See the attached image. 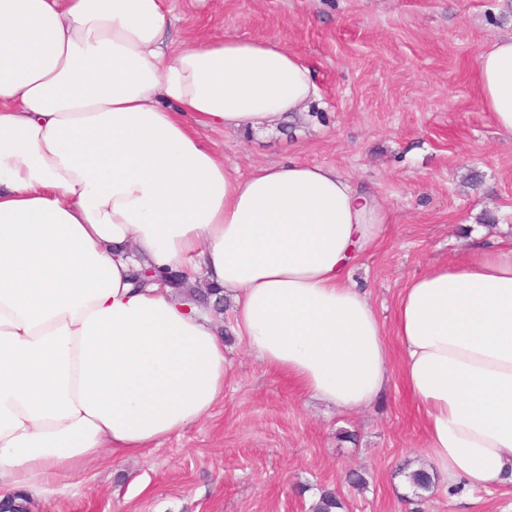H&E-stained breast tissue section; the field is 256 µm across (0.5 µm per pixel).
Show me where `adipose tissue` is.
Listing matches in <instances>:
<instances>
[{
    "label": "adipose tissue",
    "mask_w": 512,
    "mask_h": 512,
    "mask_svg": "<svg viewBox=\"0 0 512 512\" xmlns=\"http://www.w3.org/2000/svg\"><path fill=\"white\" fill-rule=\"evenodd\" d=\"M168 0H0V492L38 495L208 415L221 318L141 268L203 277L252 355L343 412L399 377L444 491L512 483V243L402 288L391 353L351 277L388 222L339 169L249 176L203 128L270 129L318 96L279 39H171ZM512 135V36L478 57Z\"/></svg>",
    "instance_id": "ef3b65f1"
}]
</instances>
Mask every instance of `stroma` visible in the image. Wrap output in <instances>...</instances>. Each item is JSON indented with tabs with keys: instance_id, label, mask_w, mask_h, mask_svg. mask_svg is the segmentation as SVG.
Listing matches in <instances>:
<instances>
[{
	"instance_id": "35a3bbf8",
	"label": "stroma",
	"mask_w": 512,
	"mask_h": 512,
	"mask_svg": "<svg viewBox=\"0 0 512 512\" xmlns=\"http://www.w3.org/2000/svg\"><path fill=\"white\" fill-rule=\"evenodd\" d=\"M173 38L279 37L314 67L318 99L264 131L210 130L246 175L291 158L333 165L376 190L391 224L353 277L390 348L406 281L466 257L471 239H512V135L484 112L480 52L512 35V0H171ZM231 377L202 421L130 457L59 479L31 512H309L335 489L344 512H512V486L468 496L403 490L431 468L422 413L392 381L352 414L303 396L229 336ZM365 475L352 487L348 472Z\"/></svg>"
}]
</instances>
